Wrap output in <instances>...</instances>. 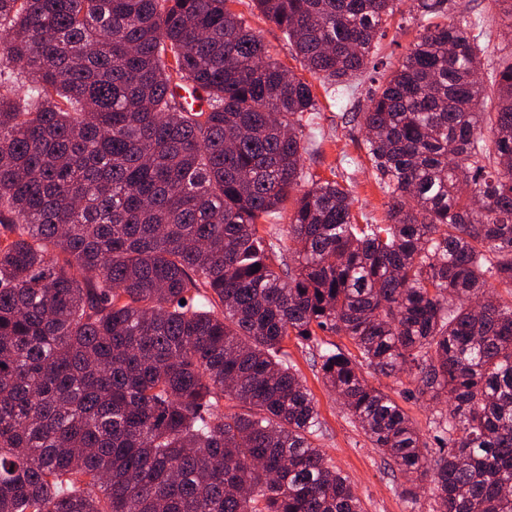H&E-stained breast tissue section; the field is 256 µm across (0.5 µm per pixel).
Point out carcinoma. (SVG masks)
Wrapping results in <instances>:
<instances>
[{
  "mask_svg": "<svg viewBox=\"0 0 512 512\" xmlns=\"http://www.w3.org/2000/svg\"><path fill=\"white\" fill-rule=\"evenodd\" d=\"M232 2L0 0V512H364L288 361L321 332L410 512H512V58L478 79L493 32L416 0L353 115L387 198L359 224L305 171L312 84ZM254 2L336 92L401 0ZM364 367L446 404L438 450ZM403 1L402 8L405 11L406 18H408L407 22H404L402 27H399L402 23L400 15H395L384 28L385 36L379 40L377 55L387 62L389 69L399 65L411 43L418 36L420 30H422L420 21L418 19H409L411 15H408V11L413 9L416 2L414 0Z\"/></svg>",
  "mask_w": 512,
  "mask_h": 512,
  "instance_id": "obj_1",
  "label": "carcinoma"
}]
</instances>
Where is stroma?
I'll use <instances>...</instances> for the list:
<instances>
[{
  "instance_id": "35a3bbf8",
  "label": "stroma",
  "mask_w": 512,
  "mask_h": 512,
  "mask_svg": "<svg viewBox=\"0 0 512 512\" xmlns=\"http://www.w3.org/2000/svg\"><path fill=\"white\" fill-rule=\"evenodd\" d=\"M232 8L261 32L275 59L293 72H300L301 66L293 57L294 51L286 35L260 14L253 0H234ZM420 30L419 20L392 18L379 41L378 57L388 66L399 65ZM371 88V78L365 73L354 79L348 94L320 97L319 110L311 116L305 128L307 134L324 141L322 154L307 156L306 169L322 180L336 176L346 179L354 198L353 211L362 219L381 218L386 202L365 156L364 132L352 119L353 113L364 108ZM288 353L316 400L322 425L317 444L329 463L348 476L365 512H408L399 495L405 476L390 470L378 450L353 423L342 400L324 387L318 376L316 349L292 342L288 345ZM363 376L369 385L391 394L421 432L431 435L436 419L432 408L405 392L396 379L378 375L370 369L364 370Z\"/></svg>"
}]
</instances>
